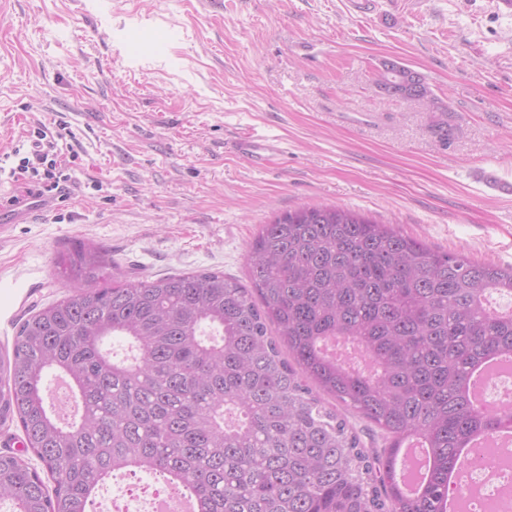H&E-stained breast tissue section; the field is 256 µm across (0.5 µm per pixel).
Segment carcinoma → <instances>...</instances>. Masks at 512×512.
<instances>
[{"instance_id": "obj_1", "label": "carcinoma", "mask_w": 512, "mask_h": 512, "mask_svg": "<svg viewBox=\"0 0 512 512\" xmlns=\"http://www.w3.org/2000/svg\"><path fill=\"white\" fill-rule=\"evenodd\" d=\"M420 85L449 140L448 105ZM58 264L84 289L29 314L0 356V423H19L53 481L0 453L10 512H88L115 472L163 477L194 512H444L458 449L512 425V400L479 408L467 393L475 367L512 356V314L485 305L512 295V267L393 224L336 206L281 213L249 244L250 288L211 270L102 286L111 260L82 243ZM50 372L81 400L66 425L47 407ZM323 393L388 433L382 457ZM413 435L433 468L406 498L394 466Z\"/></svg>"}]
</instances>
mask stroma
Listing matches in <instances>:
<instances>
[{
  "instance_id": "1",
  "label": "stroma",
  "mask_w": 512,
  "mask_h": 512,
  "mask_svg": "<svg viewBox=\"0 0 512 512\" xmlns=\"http://www.w3.org/2000/svg\"><path fill=\"white\" fill-rule=\"evenodd\" d=\"M387 59L447 104L449 144L436 113L382 95ZM58 120L82 191L0 236V356L79 289L56 265L78 243L138 278L244 282L260 224L336 205L512 264V0H0V193ZM271 149L266 141L245 137L238 143V151L249 159L253 164H260L265 157V152Z\"/></svg>"
}]
</instances>
